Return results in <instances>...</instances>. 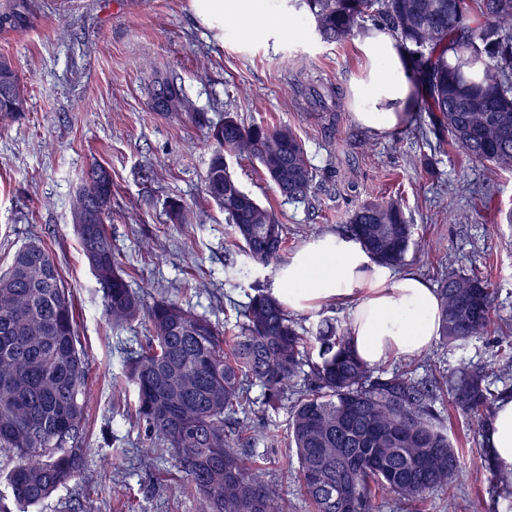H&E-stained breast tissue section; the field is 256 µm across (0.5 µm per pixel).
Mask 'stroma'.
Masks as SVG:
<instances>
[{
	"mask_svg": "<svg viewBox=\"0 0 512 512\" xmlns=\"http://www.w3.org/2000/svg\"><path fill=\"white\" fill-rule=\"evenodd\" d=\"M26 30L0 32V55L16 63L27 108L0 121V268L22 245L41 240L59 264L80 312L88 353L91 432L83 478L59 489L31 512H194L175 498L156 471L97 461L138 441L140 428L112 411V384L121 372L102 292L85 262L70 219L84 170L99 162L112 173V244L134 268L133 288L148 301L175 299L212 321L235 325L255 284L273 285L275 268L224 281L231 234L223 213L202 198L210 158L205 130L185 117L149 107L156 74L176 72L194 106L207 117L237 114L241 122L291 127L305 145L314 181L308 202L285 200L255 160L230 157L243 190L272 205L286 226L285 255L317 235L339 229L364 201L401 196L414 226L404 269L429 281L442 272H484L494 291V320L512 328V171L468 163L416 126L383 137L353 120L350 84L366 70L356 40L323 42L306 10L267 0L285 33L259 20L216 16L202 21L192 0H35ZM492 194L501 211H476ZM180 200L192 224L169 223L166 206ZM484 365L496 388L512 386V357L473 340L464 351L433 344L411 357L418 375L459 358ZM462 450V475L452 495L432 493L427 512H504L485 494L484 438L477 421L446 425ZM296 458L278 455L269 479L286 489V512H310L296 479Z\"/></svg>",
	"mask_w": 512,
	"mask_h": 512,
	"instance_id": "1",
	"label": "stroma"
}]
</instances>
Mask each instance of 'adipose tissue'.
<instances>
[{
  "instance_id": "obj_1",
  "label": "adipose tissue",
  "mask_w": 512,
  "mask_h": 512,
  "mask_svg": "<svg viewBox=\"0 0 512 512\" xmlns=\"http://www.w3.org/2000/svg\"><path fill=\"white\" fill-rule=\"evenodd\" d=\"M261 2L193 0L204 19L216 13L261 16L266 27H281V19L264 16ZM359 49L367 71L353 85V119L373 133L392 135L414 119L411 61L385 28L366 31ZM272 293L292 313L304 314L324 304L342 307L355 352L372 367L393 356L420 354L439 337L436 288L414 272L392 273L375 263L357 239L339 231L325 232L289 256L277 271ZM487 444L495 464L512 471V398L497 403L487 427Z\"/></svg>"
}]
</instances>
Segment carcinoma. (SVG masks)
<instances>
[{
  "mask_svg": "<svg viewBox=\"0 0 512 512\" xmlns=\"http://www.w3.org/2000/svg\"><path fill=\"white\" fill-rule=\"evenodd\" d=\"M315 30L340 43L377 17L393 29L412 62L411 79L427 115L418 135H448L449 145L475 163L512 169V0H299ZM33 0H10L0 30L31 25ZM171 85L175 111L207 128L211 155L203 175L206 199L224 212L232 244L246 257L232 276L277 263L285 248L275 212L244 191L224 155L245 152L279 194L302 200L313 169L301 139L286 125H246L231 112L213 122L192 106L178 74L156 78ZM27 103L15 63L0 56V120L17 118ZM89 212L75 225L81 252L103 293L115 329L143 324L147 336L119 344L122 376L134 387L129 420L145 430L140 465L153 469L168 452L179 473L173 489L194 500L195 512H285L284 492L257 462V431L248 413L250 388L262 389L263 412L292 403L286 449L298 460L300 490L312 512H376L378 496L393 494L421 512L423 495L446 491L459 473L460 452L437 422L436 404L487 419L512 395L488 382L484 366L462 359L425 378L408 366L376 372L356 355L348 324L305 329L270 289L256 287L243 306L237 332L176 300L151 304L128 283L108 230L112 174L91 165L71 209ZM173 224L191 223L180 201L168 206ZM345 232L377 262L405 261L413 236L401 203L369 200L349 218ZM440 339L463 349L492 336L493 291L474 271L441 275ZM90 362L77 333V311L49 250L32 242L16 250L0 271V449L16 462L6 477L20 509L41 504L80 479L87 460ZM492 492L512 498V472L485 458Z\"/></svg>",
  "mask_w": 512,
  "mask_h": 512,
  "instance_id": "cac0c4a2",
  "label": "carcinoma"
}]
</instances>
